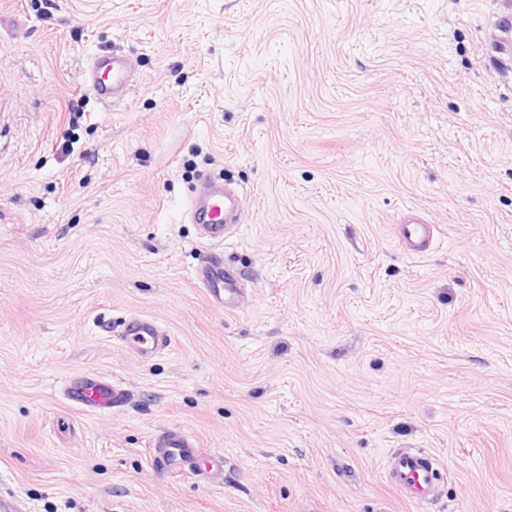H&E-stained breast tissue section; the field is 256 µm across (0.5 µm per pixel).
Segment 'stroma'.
I'll list each match as a JSON object with an SVG mask.
<instances>
[{
    "label": "stroma",
    "mask_w": 512,
    "mask_h": 512,
    "mask_svg": "<svg viewBox=\"0 0 512 512\" xmlns=\"http://www.w3.org/2000/svg\"><path fill=\"white\" fill-rule=\"evenodd\" d=\"M512 0H0V502L14 512H512ZM140 83L109 105L94 53ZM243 198L213 306L185 218ZM435 226L405 253V209ZM161 321L149 360L108 336ZM130 390L111 413L69 375ZM178 426L197 472L149 443ZM446 466L417 507L386 455ZM224 457L221 474L211 455ZM132 58L99 52L92 56L83 74V86L106 103L125 99L137 86ZM194 279L210 302L225 310L239 308L247 291L244 286L248 280L239 270L225 265L223 254L217 251L203 256L194 269ZM65 395L72 406L85 412L119 410L130 397L122 382L95 373L71 375L65 381ZM199 448L198 440L177 426L159 431L151 440L153 462L167 472L195 470Z\"/></svg>",
    "instance_id": "35a3bbf8"
}]
</instances>
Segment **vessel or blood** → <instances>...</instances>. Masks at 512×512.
<instances>
[{
	"label": "vessel or blood",
	"instance_id": "obj_1",
	"mask_svg": "<svg viewBox=\"0 0 512 512\" xmlns=\"http://www.w3.org/2000/svg\"><path fill=\"white\" fill-rule=\"evenodd\" d=\"M132 58L99 52L92 56L83 74L84 87L107 103L125 99L137 86ZM239 200L223 184L210 176H201L188 203L186 215L197 224L202 240L212 244V252L203 256L194 269L197 285L203 288L215 306L239 308L245 290V277L225 265L218 245L227 235L237 232ZM399 241L411 254L421 255L434 245V227L414 212H406L398 226ZM117 341L131 354L147 360L166 351L171 337L158 320L129 314L116 334ZM67 400L85 412L115 411L126 405L130 394L122 382L94 373L74 374L65 382ZM154 463L163 471H193L199 456L197 439L173 426L159 431L151 440ZM445 474L441 461L422 448H400L386 460L385 481L403 499L416 504L434 502Z\"/></svg>",
	"mask_w": 512,
	"mask_h": 512
}]
</instances>
